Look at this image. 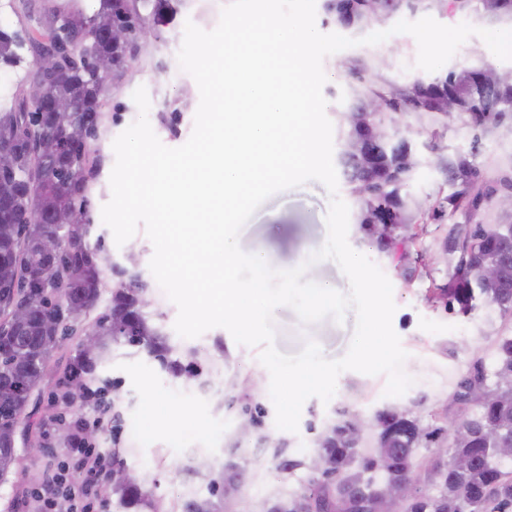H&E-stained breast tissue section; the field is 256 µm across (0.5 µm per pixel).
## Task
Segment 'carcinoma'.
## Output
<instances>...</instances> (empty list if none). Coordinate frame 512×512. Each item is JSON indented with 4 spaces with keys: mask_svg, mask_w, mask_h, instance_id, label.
Masks as SVG:
<instances>
[{
    "mask_svg": "<svg viewBox=\"0 0 512 512\" xmlns=\"http://www.w3.org/2000/svg\"><path fill=\"white\" fill-rule=\"evenodd\" d=\"M183 0H139L137 8L153 14L156 23L177 11ZM474 0H323L325 15L349 30L383 26L396 16L435 10L460 19L471 16ZM481 16L491 24L512 25V0H481ZM118 8L115 0H99L98 10L86 17L80 11H58L44 21L52 46L67 44L90 58L120 56L106 30ZM14 33L0 25V64L20 63L14 51ZM354 85L338 132L341 150L337 165L343 182L358 203L357 224L365 241L395 262L410 250L418 233L404 224H422L431 217L460 214L441 242V250L455 261L448 283L437 287L446 306L464 316L493 307L512 320V219L491 205L500 191H512V155L488 157L502 172L492 185L484 182L476 164L482 143L512 135V76L492 79L478 63L450 70L429 80L399 84L387 79L375 57L348 62ZM36 82L48 96L74 107L70 112H38L27 98L0 111V144L10 146L13 168L0 172V486L31 447L28 434L17 435L29 418L33 392L57 378L62 400L75 406L94 398L112 421L121 419L118 397L106 399L108 384L99 375L112 346H137L172 377L188 385H202L220 371L214 358L190 349L173 356L166 334L148 312L154 289L135 272L109 263L101 247L88 244L90 220L77 201L84 199L100 170V158L88 148L98 137L104 119L107 77L92 65L81 70L37 71ZM386 103L383 112L369 110V102ZM411 114L422 130L448 125L456 115L472 133L471 148L434 154L433 166L445 178L450 192L425 208L407 190L417 158L410 138L399 133V117ZM395 225L381 237L375 225ZM45 239L57 249H42ZM496 264L501 278L487 283L482 269ZM110 266L112 285L102 268ZM110 291L108 305L89 325L96 336L88 350L77 349L66 361L63 376L51 367L62 339L77 332L94 311L102 294ZM24 310L18 326L11 316ZM499 367L490 387L479 362L459 383L453 401H478L479 414L456 427L459 437L449 438L446 426L423 425L410 410L385 407L372 421L373 445L363 447L354 435L359 421L347 409L328 425L318 439L316 454L325 470L309 478L286 499L265 504L262 512H375L391 491L413 482L417 449L446 443L445 455L427 470L428 482L439 489L431 496L417 492L401 499L400 512H512V472L503 471L498 448H512V335L495 338ZM23 448H17V444ZM283 475L307 467V462L276 451ZM108 461L103 481L121 512H242L241 488L247 480L243 466L228 459L216 470L196 457L180 467L183 478L205 486L206 495L165 506L145 487L147 476L127 472L121 451L99 454Z\"/></svg>",
    "mask_w": 512,
    "mask_h": 512,
    "instance_id": "carcinoma-1",
    "label": "carcinoma"
}]
</instances>
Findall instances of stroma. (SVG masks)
I'll return each instance as SVG.
<instances>
[{
  "label": "stroma",
  "mask_w": 512,
  "mask_h": 512,
  "mask_svg": "<svg viewBox=\"0 0 512 512\" xmlns=\"http://www.w3.org/2000/svg\"><path fill=\"white\" fill-rule=\"evenodd\" d=\"M228 2L185 0L172 22L156 28L140 60L107 92L105 111L108 115L120 113V120H105L99 138L89 143L91 151L101 159L100 174L87 195L86 210L93 224L90 240L101 243L110 252L113 263L122 266L126 265L128 254H136V270L148 281L153 278L149 262L154 249L145 232L137 231L133 238L119 246L101 219V208L111 197L109 179L115 163L112 143L138 119L139 109L132 94L141 86L147 90L148 119L160 141L166 146L178 147L189 139L197 106L185 103L184 98L187 93L197 92L198 87L180 68L177 59L184 27L190 21L201 29H214ZM68 3L89 15L98 7V0H6L0 5V21L19 31L23 38L20 66L0 65L1 106L10 105L20 87L29 84L34 77L33 60L45 41L39 18L52 7ZM396 45L400 46L401 53L394 66L387 70V77L400 83L424 77V70L416 65L417 42L406 33L394 34L374 46H354L324 59L327 80L322 93L329 119H336L338 112L345 108L350 78L343 67L344 61L368 53L385 55ZM329 205L327 189L315 180L278 192L243 226L238 236L239 246L245 253L261 255L272 269L296 268L325 245ZM453 222V217L448 216L426 224L414 247L415 252L422 255L421 273L409 282L398 275L389 259L363 240L356 226L348 228L351 248L377 265L392 284L396 305L392 326L408 354L403 369L412 379L404 394L386 395V375L348 370L338 376L336 393L329 401L312 397L304 402L297 431L278 429L269 394L270 374L259 360L260 347L239 344L220 327L192 339L179 336L174 329L178 310L161 291L150 313L153 322L167 335L170 345L180 354L192 347L210 353L215 341L223 340L224 373L211 376L205 387L189 388L161 370L139 348L124 343L114 346L102 375L123 392L125 404L119 431L103 433L96 441L97 447L124 449L126 467L148 473L156 481V496L168 503L201 491L200 484L182 481L175 475L176 468L188 456L207 457L218 467L229 454H236L250 474L243 497L253 512H258L264 501L288 496L308 477L303 469L289 476L281 475L275 467L274 444H285L289 456L310 457L316 451L318 435L336 420L339 409L346 408L370 418L378 410L395 405L411 410L426 424L438 416L457 422L475 417L476 406L452 403L451 397L457 383L468 375L474 359H481L487 378H494L498 355L493 341L498 334L512 332V321L501 319L491 308L463 317L434 299L433 285L447 283L453 271L452 266L439 257V242ZM273 323L274 344L280 352L295 355L307 342L314 341L326 358L335 360L343 357L350 346L356 313L347 310L340 323L330 317L306 323L292 308L281 306L273 313ZM54 392L51 384L34 392V414L30 419L36 436L51 439L52 445L45 453L23 456L9 483L0 486V512H30L34 490L30 475H54L58 463L69 460V444L56 440L53 420L57 415L87 424L97 417L94 403L75 411L55 402ZM156 404L169 409L170 419L157 424L148 422L147 411ZM246 404L263 408L265 417L261 432L242 436L236 431L240 419L238 409Z\"/></svg>",
  "instance_id": "obj_1"
}]
</instances>
